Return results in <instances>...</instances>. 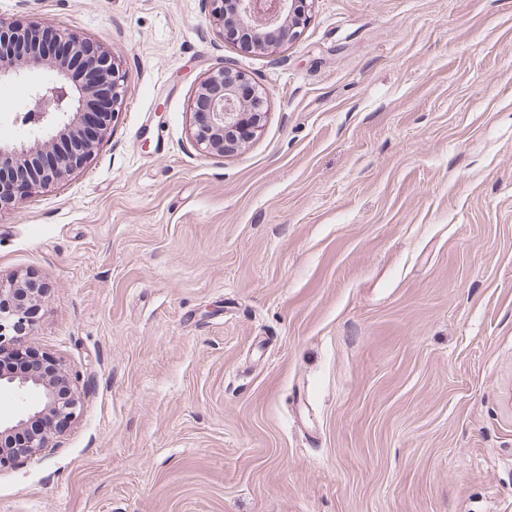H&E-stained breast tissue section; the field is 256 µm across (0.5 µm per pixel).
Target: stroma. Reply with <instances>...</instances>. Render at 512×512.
Masks as SVG:
<instances>
[{
    "label": "stroma",
    "instance_id": "35a3bbf8",
    "mask_svg": "<svg viewBox=\"0 0 512 512\" xmlns=\"http://www.w3.org/2000/svg\"><path fill=\"white\" fill-rule=\"evenodd\" d=\"M274 50L208 0H0L110 48L127 92L0 211L19 348L75 377L0 512H512V0H312ZM229 66L261 128L206 157ZM241 80H246L243 74L223 67L208 73L198 85L191 140L200 154L224 157L239 148L233 133L245 120L250 121L253 128L262 126L266 112H261V107L266 92L256 86L252 102L255 112H242L243 103L236 89ZM43 289L31 280L12 278L6 281L0 278V356L13 352L5 343L11 340V332L17 331L25 324H31L33 305L31 302L38 297ZM27 299L29 304L20 302L18 298ZM5 354V355H4ZM4 355V356H2Z\"/></svg>",
    "mask_w": 512,
    "mask_h": 512
}]
</instances>
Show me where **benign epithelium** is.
Returning a JSON list of instances; mask_svg holds the SVG:
<instances>
[{
    "mask_svg": "<svg viewBox=\"0 0 512 512\" xmlns=\"http://www.w3.org/2000/svg\"><path fill=\"white\" fill-rule=\"evenodd\" d=\"M233 20L257 36V45L274 49L297 39L308 19V0H231ZM78 66L85 80L76 85L69 72ZM41 70L45 76L29 87L22 111L15 113L16 137L0 142V169L13 168L0 180V209L63 180L83 166L92 149L110 133L126 94L120 63L100 43L67 33L41 20L26 24L0 21V80L23 79ZM245 76L223 67L208 73L196 90L191 140L205 156H225L239 148L234 131L246 120L262 126L264 89L254 88L253 111H243L236 84ZM43 288L31 280L0 279V356L11 353L10 333L31 324L33 305ZM18 397L36 391L41 404L10 423L0 422V467L33 456L49 446L36 427L44 416L66 420L77 400L74 381L46 358L24 372L0 364V389Z\"/></svg>",
    "mask_w": 512,
    "mask_h": 512,
    "instance_id": "1",
    "label": "benign epithelium"
}]
</instances>
